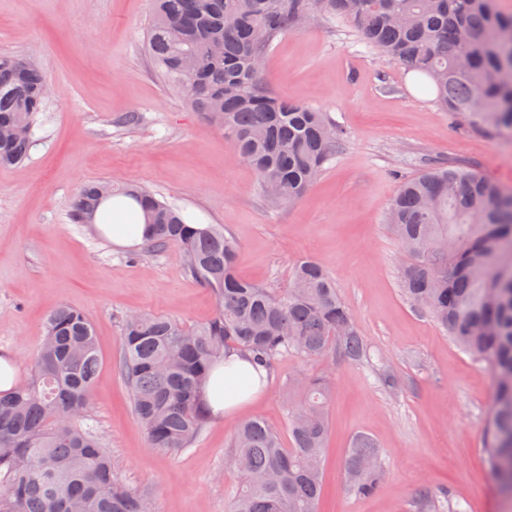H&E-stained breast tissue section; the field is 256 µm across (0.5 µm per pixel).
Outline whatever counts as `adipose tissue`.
I'll use <instances>...</instances> for the list:
<instances>
[{
	"instance_id": "adipose-tissue-1",
	"label": "adipose tissue",
	"mask_w": 512,
	"mask_h": 512,
	"mask_svg": "<svg viewBox=\"0 0 512 512\" xmlns=\"http://www.w3.org/2000/svg\"><path fill=\"white\" fill-rule=\"evenodd\" d=\"M97 225L113 243L134 246L140 243L143 218L131 201H113ZM268 372L237 351L228 352L221 365L213 368L204 390V402L213 417L230 420L240 415L262 394Z\"/></svg>"
}]
</instances>
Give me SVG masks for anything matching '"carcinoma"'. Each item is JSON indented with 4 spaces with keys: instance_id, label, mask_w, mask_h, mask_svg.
I'll use <instances>...</instances> for the list:
<instances>
[{
    "instance_id": "carcinoma-1",
    "label": "carcinoma",
    "mask_w": 512,
    "mask_h": 512,
    "mask_svg": "<svg viewBox=\"0 0 512 512\" xmlns=\"http://www.w3.org/2000/svg\"><path fill=\"white\" fill-rule=\"evenodd\" d=\"M339 18L366 46L427 75L441 108L475 128L512 134V13L497 0H154L147 49L165 81L224 130L276 206L299 200L342 150L325 113L272 94L264 78L274 39L319 17ZM42 71L0 56V166L24 162L39 113ZM116 198L145 217L141 249H180L188 274L215 296L204 324L130 314L119 369L148 447H190L209 420L202 389L231 348L273 370L338 354L359 360L366 344L336 282L318 260L295 267L288 287L242 279L238 245L221 224H195L147 188L84 186L74 220L93 221ZM401 251V288L494 380L484 453L494 482L512 489V192L467 166L433 167L403 182L388 213ZM101 366L94 327L60 306L47 318L25 381L0 393V512H154L128 488L101 439L83 426ZM291 444L264 419L246 420L224 452L241 482L225 512H318L329 432V370L290 378ZM360 494L380 477L366 440L345 463Z\"/></svg>"
}]
</instances>
